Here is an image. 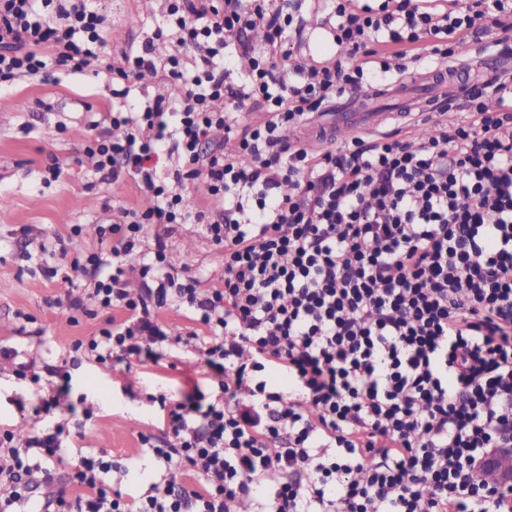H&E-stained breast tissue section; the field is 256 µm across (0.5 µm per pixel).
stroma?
<instances>
[{"mask_svg": "<svg viewBox=\"0 0 512 512\" xmlns=\"http://www.w3.org/2000/svg\"><path fill=\"white\" fill-rule=\"evenodd\" d=\"M110 16L106 30L113 47L122 48L150 34L159 0H99ZM112 98L104 77L53 73L50 80L23 77L0 88V345L16 348L22 361L36 372L60 365L69 344L93 335L101 318H81L71 324L66 307L57 303L68 286L48 279L45 267L59 262L62 248L109 252L97 227L112 221L113 203L136 209L152 205L149 193L131 182L106 184L89 172L84 149L91 121L109 111ZM63 167L61 176L46 182L50 157ZM80 235H72V225ZM172 262L188 267L190 275L209 288L224 267L222 251L199 226H183L169 240ZM170 365L154 368L116 365L106 370L91 361L69 370L66 401L75 409L91 408L81 436H70L64 465L84 455H104L123 463L128 473L123 493L138 496L161 472L139 437L163 436L159 395L179 399L201 389L207 401L220 391L200 360L172 350ZM42 395L39 385L18 377L11 365L0 366V428L27 433L53 425L52 414L36 413Z\"/></svg>", "mask_w": 512, "mask_h": 512, "instance_id": "obj_1", "label": "stroma"}]
</instances>
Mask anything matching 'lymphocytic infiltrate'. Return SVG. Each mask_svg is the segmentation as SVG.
<instances>
[{
  "label": "lymphocytic infiltrate",
  "instance_id": "1",
  "mask_svg": "<svg viewBox=\"0 0 512 512\" xmlns=\"http://www.w3.org/2000/svg\"><path fill=\"white\" fill-rule=\"evenodd\" d=\"M346 55L329 66L275 57L295 17L267 0H164L150 37L111 52L94 0H0V83L51 68L106 74L112 108L85 152L100 181H133L155 199L124 205L47 277L80 278L69 311L105 314L48 367L41 412L92 360L161 364L173 343L156 309L188 312L181 343L221 396L160 397L165 440L141 437L163 471L136 499L108 480L115 460L81 457L56 512H512V489L484 493L483 460L512 449V82L470 89L419 144L361 136L310 150L281 135L337 92L404 72L406 59L453 58L504 0H329ZM264 28L265 46L249 32ZM137 117L128 99L144 73ZM499 96L498 110L483 102ZM236 137L238 153H224ZM197 224L224 252L218 283L167 260V237ZM140 265L139 293L124 280ZM122 311L115 319L113 311ZM285 370L288 390L261 379ZM65 422L16 439L0 431V491L51 481ZM278 483H267L268 473ZM196 485L185 489L182 477Z\"/></svg>",
  "mask_w": 512,
  "mask_h": 512
}]
</instances>
